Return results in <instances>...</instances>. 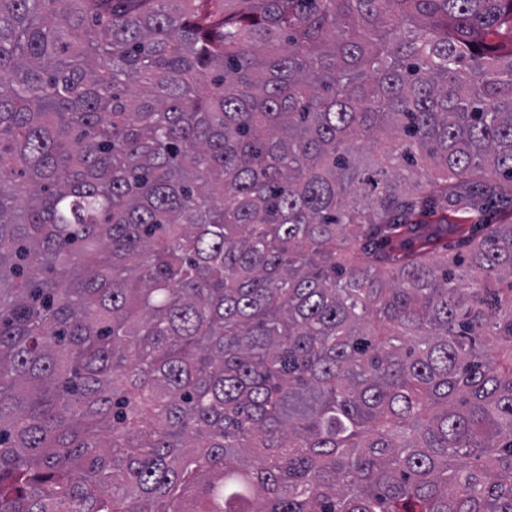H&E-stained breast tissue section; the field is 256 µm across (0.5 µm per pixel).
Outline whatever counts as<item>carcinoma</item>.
<instances>
[{
    "label": "carcinoma",
    "mask_w": 512,
    "mask_h": 512,
    "mask_svg": "<svg viewBox=\"0 0 512 512\" xmlns=\"http://www.w3.org/2000/svg\"><path fill=\"white\" fill-rule=\"evenodd\" d=\"M512 0H0V512H512Z\"/></svg>",
    "instance_id": "carcinoma-1"
}]
</instances>
